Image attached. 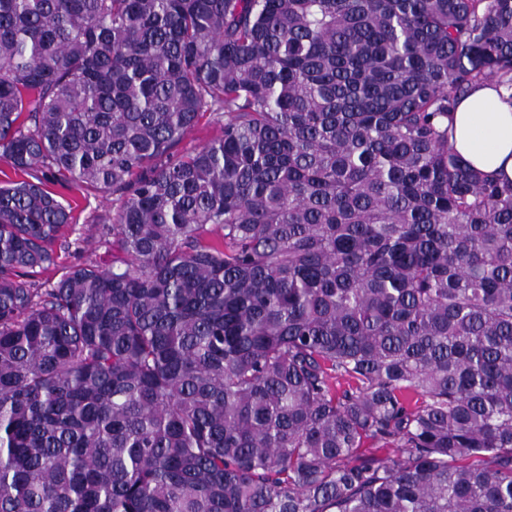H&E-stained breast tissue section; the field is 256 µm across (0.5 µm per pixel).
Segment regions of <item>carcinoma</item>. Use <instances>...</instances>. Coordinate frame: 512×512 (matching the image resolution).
<instances>
[{"instance_id":"1","label":"carcinoma","mask_w":512,"mask_h":512,"mask_svg":"<svg viewBox=\"0 0 512 512\" xmlns=\"http://www.w3.org/2000/svg\"><path fill=\"white\" fill-rule=\"evenodd\" d=\"M487 80L512 0H0V512H512ZM73 185L124 257L36 288ZM452 142L472 169L512 181V102L502 99L494 82L476 85L459 100ZM216 116L207 112L187 135L173 149L174 154H180L194 147L203 146L220 134V125Z\"/></svg>"}]
</instances>
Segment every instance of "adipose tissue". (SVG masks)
Instances as JSON below:
<instances>
[{"label":"adipose tissue","mask_w":512,"mask_h":512,"mask_svg":"<svg viewBox=\"0 0 512 512\" xmlns=\"http://www.w3.org/2000/svg\"><path fill=\"white\" fill-rule=\"evenodd\" d=\"M452 142L474 170L512 181V102L485 81L462 97L453 114Z\"/></svg>","instance_id":"ef3b65f1"}]
</instances>
